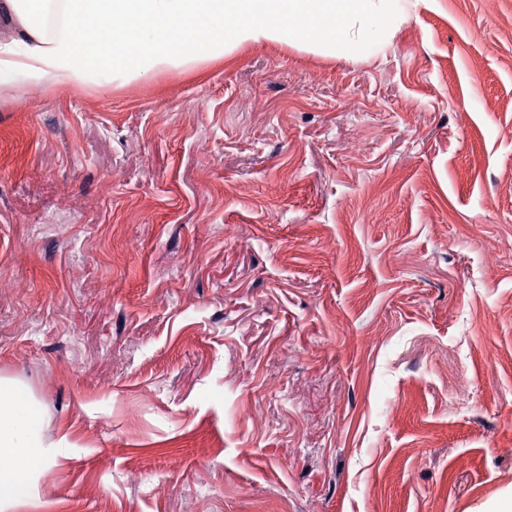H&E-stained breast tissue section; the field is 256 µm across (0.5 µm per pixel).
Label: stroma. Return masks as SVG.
Returning a JSON list of instances; mask_svg holds the SVG:
<instances>
[{"mask_svg":"<svg viewBox=\"0 0 512 512\" xmlns=\"http://www.w3.org/2000/svg\"><path fill=\"white\" fill-rule=\"evenodd\" d=\"M1 374L72 433L35 512H492L512 0L0 94Z\"/></svg>","mask_w":512,"mask_h":512,"instance_id":"35a3bbf8","label":"stroma"}]
</instances>
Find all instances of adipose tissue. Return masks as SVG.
<instances>
[{"label": "adipose tissue", "instance_id": "ef3b65f1", "mask_svg": "<svg viewBox=\"0 0 512 512\" xmlns=\"http://www.w3.org/2000/svg\"><path fill=\"white\" fill-rule=\"evenodd\" d=\"M402 0H7L0 92L27 80L58 90L124 86L161 69L190 70L265 42L320 55L382 52ZM46 414L21 379L0 375V512L39 498L71 432L45 434Z\"/></svg>", "mask_w": 512, "mask_h": 512}]
</instances>
